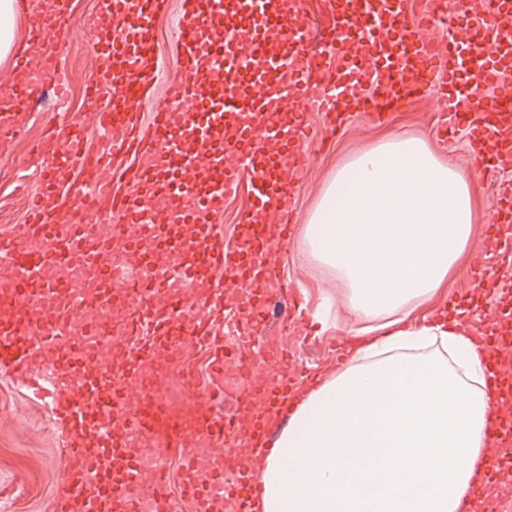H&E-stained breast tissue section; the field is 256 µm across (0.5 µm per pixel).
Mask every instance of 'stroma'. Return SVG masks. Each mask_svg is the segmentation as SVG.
Listing matches in <instances>:
<instances>
[{"label":"stroma","mask_w":512,"mask_h":512,"mask_svg":"<svg viewBox=\"0 0 512 512\" xmlns=\"http://www.w3.org/2000/svg\"><path fill=\"white\" fill-rule=\"evenodd\" d=\"M96 9L97 0H72L68 20L58 37L59 63L72 79L67 102L44 97L25 116L20 137L0 143V209L5 211L10 223H24L26 198L39 184L42 169L32 158L31 147L42 136L47 113L66 112L86 119L110 103V91H103L96 103L88 102L84 94L86 83L97 74L93 56L96 33L87 23ZM441 122L442 116L436 112L432 98L419 97L382 119L349 121L329 148H320L313 142L304 146L302 160L310 178L298 191L292 231L287 241L280 244L277 255L281 276L292 282L307 311H314L322 303L324 289L333 279L330 269L304 259L303 242L298 235L300 225L307 223L326 183L352 153L371 147L388 135L422 137L449 163L463 169L476 167L468 134L461 132L454 141H446L440 134ZM506 183L512 184V168L483 171L474 182L472 194L477 213L474 236L478 245L452 271L447 288L417 307L412 321H421L461 295L468 294L474 301H482L485 294L480 269L496 270L503 282H512V267L499 265L495 252L484 247L485 239L492 236L500 249H512V234L498 233L493 221L500 199L498 189ZM269 334L276 342L297 349L300 361L315 373L336 369L338 353L344 352L354 337L352 326L346 321L325 330L318 323L296 320L286 327H271ZM60 454L55 425L41 402L31 399L9 376L0 374V501L11 504L12 512H58L62 485Z\"/></svg>","instance_id":"1"}]
</instances>
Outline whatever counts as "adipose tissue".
<instances>
[{
    "mask_svg": "<svg viewBox=\"0 0 512 512\" xmlns=\"http://www.w3.org/2000/svg\"><path fill=\"white\" fill-rule=\"evenodd\" d=\"M476 172L416 138L353 154L301 228L357 318L374 319L349 365L296 388L264 466L257 512H486L491 399L481 318L466 309L407 326L474 245Z\"/></svg>",
    "mask_w": 512,
    "mask_h": 512,
    "instance_id": "obj_1",
    "label": "adipose tissue"
}]
</instances>
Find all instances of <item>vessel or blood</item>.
Instances as JSON below:
<instances>
[{
    "instance_id": "obj_1",
    "label": "vessel or blood",
    "mask_w": 512,
    "mask_h": 512,
    "mask_svg": "<svg viewBox=\"0 0 512 512\" xmlns=\"http://www.w3.org/2000/svg\"><path fill=\"white\" fill-rule=\"evenodd\" d=\"M54 2L27 29L39 58L15 60L0 141L17 137L21 113L46 91L67 96L55 34L70 0ZM167 10V0H98L94 54L112 105L88 123L49 118L33 149L43 181L28 221L0 228V300L12 306L0 316V372L48 398L77 512H178L166 466L131 445L134 433L162 455H181V499L198 512H215L222 498L233 512H254L261 470L225 476L204 467L203 449L268 455L277 427L255 417L244 428L238 417L254 397L280 406L305 379L293 351L266 334L273 300L288 288L261 257L269 225L288 236L280 217L308 177L299 161L308 139L331 141L346 121L382 118L429 92L447 130H468L483 165L512 163V0L453 15L446 0H422L415 17L405 0H321L319 58L309 50L307 0H185L173 42L179 70L169 79L155 39ZM219 52L220 72L211 63ZM161 84L168 107L142 111ZM246 172L250 201L240 242L228 246L222 206ZM228 274L246 315L227 338L216 315ZM186 286L197 289L195 303L184 300ZM121 308L128 315L105 368L95 340ZM191 345L210 350L214 377L232 378V390L199 387ZM488 348L487 389L501 404L487 432L493 487L512 472V336ZM229 394L236 413L216 415L212 402Z\"/></svg>"
}]
</instances>
